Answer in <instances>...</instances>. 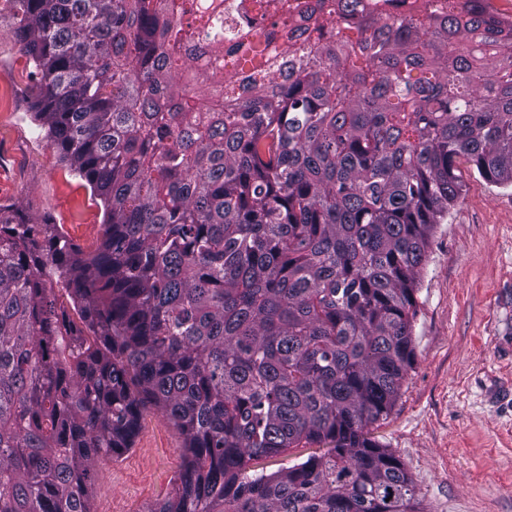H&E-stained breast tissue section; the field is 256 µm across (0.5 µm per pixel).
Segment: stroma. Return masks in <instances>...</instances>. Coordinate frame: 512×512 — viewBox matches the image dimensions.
<instances>
[{
    "mask_svg": "<svg viewBox=\"0 0 512 512\" xmlns=\"http://www.w3.org/2000/svg\"><path fill=\"white\" fill-rule=\"evenodd\" d=\"M0 0V205L99 244L103 207L32 113L35 81ZM463 191L431 234L417 281L416 359L372 439L401 460L421 512H512V186L461 163ZM180 433L148 409L132 447L98 459L96 512H149L172 490Z\"/></svg>",
    "mask_w": 512,
    "mask_h": 512,
    "instance_id": "obj_1",
    "label": "stroma"
}]
</instances>
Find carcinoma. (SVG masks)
<instances>
[{
    "mask_svg": "<svg viewBox=\"0 0 512 512\" xmlns=\"http://www.w3.org/2000/svg\"><path fill=\"white\" fill-rule=\"evenodd\" d=\"M14 2L34 120L104 232L86 253L0 208V512H94L93 463L148 407L184 438L151 512H419L368 429L458 162L512 185V28L484 0L382 27L318 0L226 48L224 0ZM327 448H329L328 445H313L311 448L295 449L286 455L260 460L259 467H263L266 473H272L283 466H291L294 463L305 460L312 452H317L318 454L324 453Z\"/></svg>",
    "mask_w": 512,
    "mask_h": 512,
    "instance_id": "obj_1",
    "label": "carcinoma"
}]
</instances>
